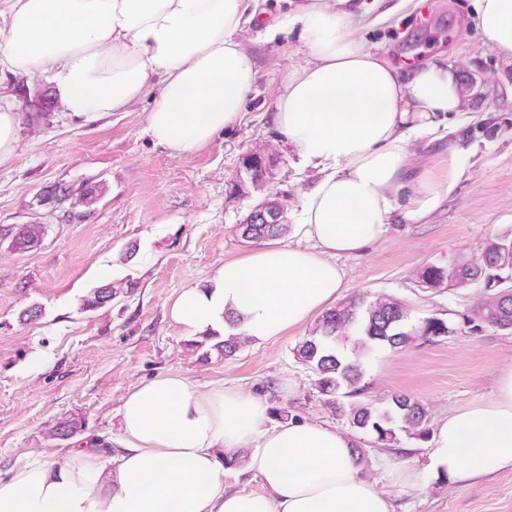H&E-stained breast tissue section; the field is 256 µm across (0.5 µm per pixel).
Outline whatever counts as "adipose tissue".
<instances>
[{"label":"adipose tissue","mask_w":512,"mask_h":512,"mask_svg":"<svg viewBox=\"0 0 512 512\" xmlns=\"http://www.w3.org/2000/svg\"><path fill=\"white\" fill-rule=\"evenodd\" d=\"M250 0H12L0 27V68L49 73L63 112L88 121L151 96L146 131L188 153L233 125L257 76L238 33ZM354 0H301L278 27L311 59L274 102L276 134L318 174L301 196L291 244L269 243L184 289L170 314L190 331L241 333L257 344L304 325L343 285L337 260L367 250L393 217L436 209L466 170L449 143L440 163H409L416 139L446 128L468 100L460 74L428 62L399 71L352 35ZM484 45L512 63V0H475ZM122 446L36 456L0 473V512H394L344 434L288 418L232 386L202 389L160 374L119 408ZM244 456L263 489L229 490L224 461ZM385 463L403 486L465 487L512 470V368L494 395L449 411L423 469Z\"/></svg>","instance_id":"ef3b65f1"}]
</instances>
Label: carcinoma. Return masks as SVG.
<instances>
[{"label": "carcinoma", "mask_w": 512, "mask_h": 512, "mask_svg": "<svg viewBox=\"0 0 512 512\" xmlns=\"http://www.w3.org/2000/svg\"><path fill=\"white\" fill-rule=\"evenodd\" d=\"M242 166L251 183L260 187L274 166V158L261 152L247 155ZM97 187L85 182L76 188H64L54 195L58 201L68 200L70 206L88 207L96 199ZM265 214H274L276 223L266 224L262 213L251 212L240 225L241 235L252 240L279 237L288 232L286 211L277 200L260 204ZM42 227L24 224L15 235V244L26 249L36 244ZM512 273V238L505 235L486 243L479 260L461 261L448 268L427 266L417 272L419 283L427 288H447L466 285L480 290L479 300L463 324L470 329L484 325L512 334V290L496 288L493 277ZM127 287L125 282L110 283L91 291L85 298L84 308L94 310L119 297ZM450 325L438 317H427L408 327V308L392 297L380 295L373 299L359 295L348 302L326 311L313 334L296 348L297 359L316 376L315 387L324 396V402L347 418L350 426L377 435V441L388 445L396 439L395 426L411 435L422 437L427 432V411L417 400L405 394L392 396L388 406L377 409L358 403L343 406L339 398L361 392L359 383L363 364L375 351L399 349L416 337L431 341L449 333ZM248 344L241 335L225 339L217 333H207L194 342L207 356L217 350L229 357Z\"/></svg>", "instance_id": "carcinoma-1"}]
</instances>
